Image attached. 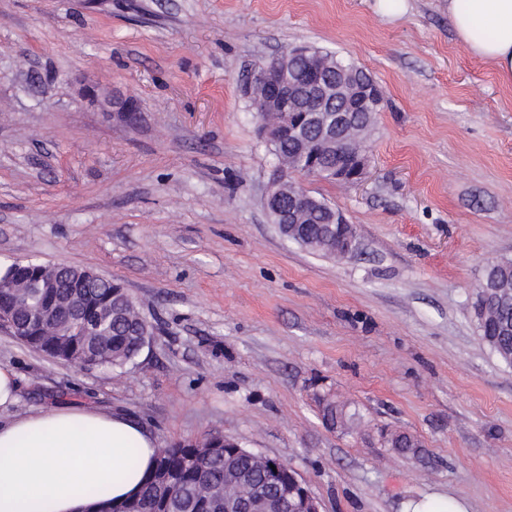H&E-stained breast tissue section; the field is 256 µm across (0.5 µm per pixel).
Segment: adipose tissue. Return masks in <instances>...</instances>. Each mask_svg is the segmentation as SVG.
<instances>
[{"label":"adipose tissue","mask_w":512,"mask_h":512,"mask_svg":"<svg viewBox=\"0 0 512 512\" xmlns=\"http://www.w3.org/2000/svg\"><path fill=\"white\" fill-rule=\"evenodd\" d=\"M448 18L468 51L512 80V0H448ZM157 443L132 419L59 406L0 421V512H81L107 487L135 493L153 468Z\"/></svg>","instance_id":"ef3b65f1"}]
</instances>
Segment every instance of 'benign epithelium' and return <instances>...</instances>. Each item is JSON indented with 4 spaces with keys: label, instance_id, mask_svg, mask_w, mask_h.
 Segmentation results:
<instances>
[{
    "label": "benign epithelium",
    "instance_id": "7a95c632",
    "mask_svg": "<svg viewBox=\"0 0 512 512\" xmlns=\"http://www.w3.org/2000/svg\"><path fill=\"white\" fill-rule=\"evenodd\" d=\"M313 57L314 48L307 45L290 47L283 53L287 62ZM327 82L328 75L321 68L288 80L286 86L252 69L244 81V92L262 112H288V119L283 122H261L266 141L274 143L288 139L302 123V116L288 109V101L308 99L318 111L336 106L335 115L322 119L320 139L328 149L336 151L331 163L336 180L354 185L366 173L367 156L362 147L342 149L353 138L356 111L340 106L354 88L346 79L332 89ZM360 97L370 120H375L382 104L377 85L364 86ZM100 106L105 112H117L129 120L135 117V106L127 98H106L100 101ZM307 195L302 185L288 179L287 169L280 168L265 189L263 206L274 223L286 229L298 223V206ZM98 277L91 269L63 264L51 266L49 272L31 261H16L6 266L5 272L0 273V328L14 336H37L44 329L57 336L110 335L108 318L90 307L79 294L81 288ZM56 288L72 289L64 315L52 299ZM199 447L207 457L219 454L247 457L264 474L265 484L260 486L251 485L245 475L239 474L224 480L223 492L212 491L211 498H224V512H321L319 501L306 484L281 460L249 451L222 435L200 442ZM153 478L162 488L181 486L180 476L167 469L154 471Z\"/></svg>",
    "mask_w": 512,
    "mask_h": 512
}]
</instances>
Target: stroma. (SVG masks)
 <instances>
[{
  "label": "stroma",
  "mask_w": 512,
  "mask_h": 512,
  "mask_svg": "<svg viewBox=\"0 0 512 512\" xmlns=\"http://www.w3.org/2000/svg\"><path fill=\"white\" fill-rule=\"evenodd\" d=\"M295 44L383 92L361 184L289 174L354 225L342 259L283 239L262 204L277 161L243 82ZM504 257L512 81L457 41L448 0H0V266L94 270L153 328L122 371L0 329L15 412H121L161 448L220 434L288 464L323 512L431 493L512 512V367L470 306ZM330 402L352 430L326 424Z\"/></svg>",
  "instance_id": "stroma-1"
}]
</instances>
